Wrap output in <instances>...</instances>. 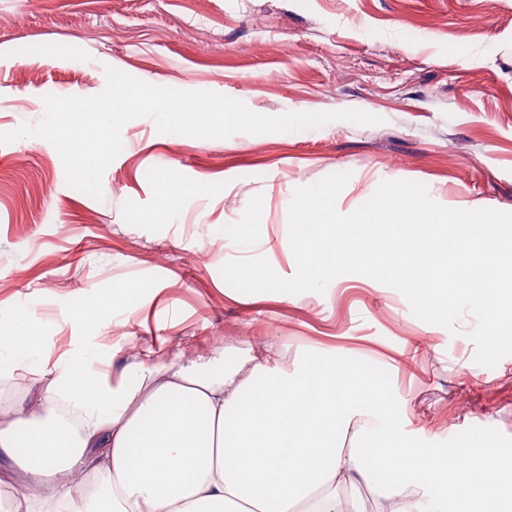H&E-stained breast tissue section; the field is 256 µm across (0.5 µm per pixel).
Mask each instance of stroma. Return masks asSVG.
<instances>
[{"mask_svg":"<svg viewBox=\"0 0 512 512\" xmlns=\"http://www.w3.org/2000/svg\"><path fill=\"white\" fill-rule=\"evenodd\" d=\"M108 65L262 115L359 109L382 122L200 139L138 118L100 201L67 186L49 142L0 144V321L22 315L44 333L33 378L0 377V422L80 350L111 379L148 350L160 365L175 350L234 358L272 343L283 368L314 350L379 370L393 407L376 423L382 443L512 456V355L475 363L473 314L451 332L363 275L322 294H246L220 273L263 257L293 276V192L333 173L350 175L343 213L385 180L423 183L449 208L512 212V0H0V132L41 121L45 95L100 93ZM171 176L183 191L165 203ZM109 295L93 328L74 324ZM339 502L395 509L389 488L365 484Z\"/></svg>","mask_w":512,"mask_h":512,"instance_id":"obj_1","label":"stroma"}]
</instances>
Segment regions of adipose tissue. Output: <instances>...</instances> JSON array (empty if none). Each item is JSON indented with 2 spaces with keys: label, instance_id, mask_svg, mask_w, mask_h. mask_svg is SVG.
Instances as JSON below:
<instances>
[{
  "label": "adipose tissue",
  "instance_id": "obj_1",
  "mask_svg": "<svg viewBox=\"0 0 512 512\" xmlns=\"http://www.w3.org/2000/svg\"><path fill=\"white\" fill-rule=\"evenodd\" d=\"M0 343V373L42 357L22 317ZM88 352L57 371L28 412L0 426V459L22 472L0 512H340L356 482L430 491L439 512H512V460L469 448L386 446L369 423L390 416L377 371L347 355H305L292 369L225 355L143 359L116 383L91 379ZM354 447H345V439Z\"/></svg>",
  "mask_w": 512,
  "mask_h": 512
}]
</instances>
